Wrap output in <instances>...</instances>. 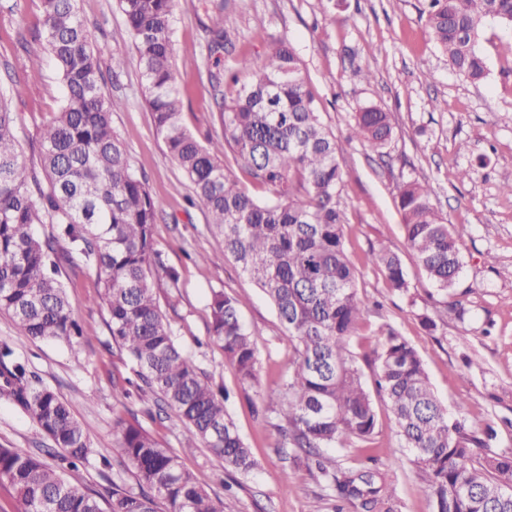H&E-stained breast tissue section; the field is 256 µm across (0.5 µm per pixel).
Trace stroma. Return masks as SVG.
Returning a JSON list of instances; mask_svg holds the SVG:
<instances>
[{"label": "stroma", "instance_id": "1", "mask_svg": "<svg viewBox=\"0 0 512 512\" xmlns=\"http://www.w3.org/2000/svg\"><path fill=\"white\" fill-rule=\"evenodd\" d=\"M216 0H175L173 40L183 123L200 141L220 135L221 126L204 68L208 51L201 25ZM79 14L97 43L108 44L103 57L105 90L123 102L112 125L123 140L137 172L162 204L155 226L156 247L164 265L179 269L178 285L163 275L153 278L160 306L176 343L228 395L226 407L257 462L249 475L225 470L223 461L201 447L183 451V425L175 414L150 415L136 398L122 399L116 378L133 376L127 356L113 352L103 306L94 304L99 284L94 272L68 268L63 281L76 302L86 337L79 344L31 341L18 335L0 313V340L13 342L35 385L53 388L85 428L95 453L77 472L78 480L100 488L104 476L135 487L132 468L112 450L113 422L139 423L183 464L209 492L222 495L227 512H362L358 501L340 498L306 467L278 453L280 440L268 416V393L281 382L293 358L288 333L259 288L232 259L200 262L203 254L224 250L222 237L209 227L202 207L189 206L190 184L168 155L147 108L123 15L115 0H78ZM424 0H336L322 12L318 0H228L226 11L237 31V48L263 57L269 42L288 41L307 72L324 121L340 148L348 222L345 244L357 269L358 289L369 308L353 342L363 358L379 344L374 329L391 325L422 357L431 385L453 416L472 428L492 425L494 450L512 449V196L502 191L512 181V28L490 23L480 38L488 75L480 83L462 80L438 50L421 15ZM39 0H0V91L14 81L28 83L26 93L11 97L17 135L27 167H39L38 131L60 104L61 84L54 61L41 41L20 46L17 29L36 28ZM41 55L40 75L29 72V59ZM369 68L371 82L354 76L353 64ZM375 104L390 112L395 136L385 155L366 148L352 130V114ZM472 176L460 180L461 170ZM428 181L432 202L449 223L464 224L463 270L455 286L465 304L463 320L439 322L427 334L420 314L438 315L440 293L407 249L398 193L402 181ZM387 247L398 253L411 283L408 294L390 292L383 275L367 265V254ZM240 303L241 318L252 332L260 358L259 384L243 389L225 361L221 343L209 335L207 303L211 289ZM477 365H466L469 357ZM378 424L371 443L324 449L342 466L378 459L381 504L377 512H432L416 469L391 455L398 446L396 427L383 401L375 403ZM48 440L35 422L0 400V447L32 450Z\"/></svg>", "mask_w": 512, "mask_h": 512}]
</instances>
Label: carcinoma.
<instances>
[{"mask_svg": "<svg viewBox=\"0 0 512 512\" xmlns=\"http://www.w3.org/2000/svg\"><path fill=\"white\" fill-rule=\"evenodd\" d=\"M35 29L57 66L62 99L39 132L40 170H27L15 134L17 116L0 95V312L19 335L69 346L83 338L75 302L62 280L78 255L96 271L112 343L137 366L139 400L147 412L175 410L184 425V447L210 449L224 468L247 475L257 466L227 412L224 394L174 341L152 283L160 264L154 227L160 204L133 168L112 126L121 100L102 87V56L78 13L77 0H40ZM140 69L156 133L192 186L189 205L202 206L231 258L274 306L288 331L294 357L274 391L270 411L282 447L315 468L324 484L372 509L374 473L333 466L321 449L343 438L372 440L377 413L352 351L351 339L366 306L346 251L343 171L336 137L324 122L302 63L290 45L269 44L265 55H247L230 67L221 56L235 51V29L215 4L202 24L214 68L207 71L221 136L200 143L182 123V99L173 68L174 0H117ZM426 25L448 66L477 83L487 75L478 49L489 21L512 24V0H428ZM353 132L374 151L393 139L390 113L364 105L353 114ZM237 165L264 194L239 186L224 166ZM427 182L406 181L399 207L408 247L443 296L446 316L464 319L454 287L463 269L464 224H450L431 201ZM38 224L54 225L40 236ZM366 263L378 268L391 292L410 284L401 257L373 249ZM210 334L241 381L257 379L259 354L241 319L239 301L211 290ZM374 385L390 410L400 447L420 472L433 512H512V451L491 450L496 432L479 433L453 418L435 395L418 351L394 328H379ZM28 414L52 443L22 451L0 447V479L15 489L18 512H225L224 499L203 489L180 456L143 427L116 422L113 446L134 469L138 491L112 482L91 490L69 479L45 457L61 451L76 470L93 454L89 438L67 403L50 387L29 380L13 344L0 340V399Z\"/></svg>", "mask_w": 512, "mask_h": 512, "instance_id": "obj_1", "label": "carcinoma"}]
</instances>
